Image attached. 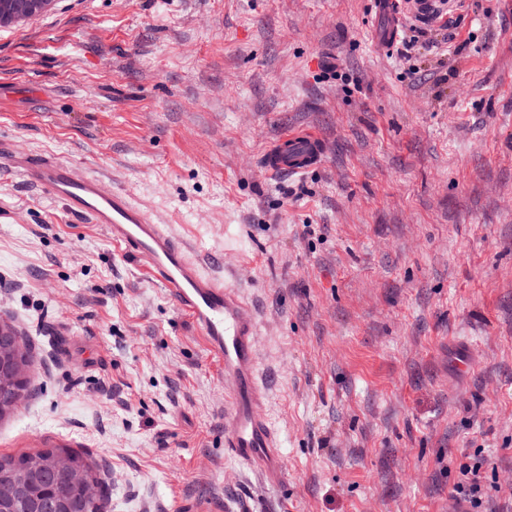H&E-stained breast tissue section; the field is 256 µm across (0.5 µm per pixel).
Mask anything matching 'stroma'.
I'll list each match as a JSON object with an SVG mask.
<instances>
[{"mask_svg": "<svg viewBox=\"0 0 512 512\" xmlns=\"http://www.w3.org/2000/svg\"><path fill=\"white\" fill-rule=\"evenodd\" d=\"M383 23L374 0H55L0 27V142L126 192L255 305L285 478L226 454L228 385L145 261L5 167L0 317L36 376L0 453L69 443L112 512H453L475 462L481 512H512V0H454L404 62ZM296 129L323 164L267 174ZM480 465L474 464L464 465L461 467V475L463 478L457 482L451 497L456 503H461L462 500L469 502L473 507L478 508L482 505L485 491L484 486L478 478Z\"/></svg>", "mask_w": 512, "mask_h": 512, "instance_id": "obj_1", "label": "stroma"}]
</instances>
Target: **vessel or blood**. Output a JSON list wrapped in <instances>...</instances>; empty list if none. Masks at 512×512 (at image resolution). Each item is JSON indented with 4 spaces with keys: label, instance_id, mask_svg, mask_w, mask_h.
Listing matches in <instances>:
<instances>
[{
    "label": "vessel or blood",
    "instance_id": "obj_1",
    "mask_svg": "<svg viewBox=\"0 0 512 512\" xmlns=\"http://www.w3.org/2000/svg\"><path fill=\"white\" fill-rule=\"evenodd\" d=\"M439 0H378L376 8L389 23L381 46L395 43L408 17L431 18ZM44 194L62 202L74 216L99 226L124 253L147 259L151 279L169 289L194 324L229 387V422L224 448L238 463L256 467L261 481L279 485L278 442L261 409L266 389L257 378V312L224 276L205 272L191 249L168 225L147 218L122 192L107 189L97 177L50 155L18 152L0 144V160ZM324 146L313 132H289L264 152L270 174L303 173L319 166Z\"/></svg>",
    "mask_w": 512,
    "mask_h": 512
}]
</instances>
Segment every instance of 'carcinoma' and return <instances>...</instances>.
<instances>
[{
	"mask_svg": "<svg viewBox=\"0 0 512 512\" xmlns=\"http://www.w3.org/2000/svg\"><path fill=\"white\" fill-rule=\"evenodd\" d=\"M0 419L16 411L15 399L28 390L33 373L32 355L0 343ZM95 485L90 498L85 486ZM53 491V512H109L110 496L101 470L84 454L71 448H44L35 453L0 454V512H39L38 498Z\"/></svg>",
	"mask_w": 512,
	"mask_h": 512,
	"instance_id": "1",
	"label": "carcinoma"
}]
</instances>
